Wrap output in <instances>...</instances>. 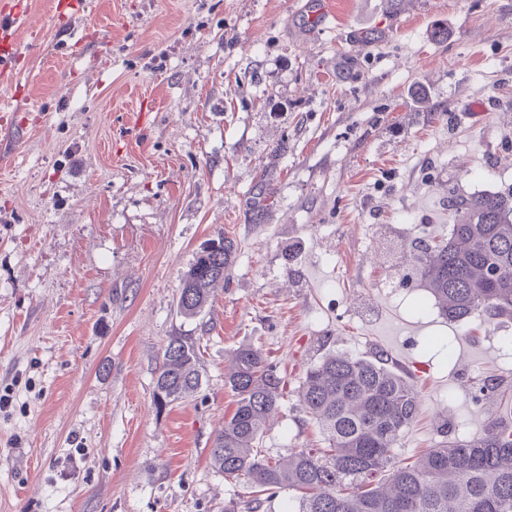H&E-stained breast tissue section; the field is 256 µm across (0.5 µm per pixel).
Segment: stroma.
I'll return each mask as SVG.
<instances>
[{"instance_id":"stroma-1","label":"stroma","mask_w":512,"mask_h":512,"mask_svg":"<svg viewBox=\"0 0 512 512\" xmlns=\"http://www.w3.org/2000/svg\"><path fill=\"white\" fill-rule=\"evenodd\" d=\"M11 2L38 49L0 79V512L246 497L209 463L242 344L288 379L272 456L324 447L297 390L328 352L408 375L404 462L512 408V320L448 322L410 261L448 235L449 191L512 195V0H329L324 26L312 0ZM222 234L230 280L184 319L181 276ZM173 336L203 386L160 410Z\"/></svg>"}]
</instances>
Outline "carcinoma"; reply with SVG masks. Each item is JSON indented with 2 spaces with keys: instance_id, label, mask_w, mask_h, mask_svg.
<instances>
[{
  "instance_id": "carcinoma-1",
  "label": "carcinoma",
  "mask_w": 512,
  "mask_h": 512,
  "mask_svg": "<svg viewBox=\"0 0 512 512\" xmlns=\"http://www.w3.org/2000/svg\"><path fill=\"white\" fill-rule=\"evenodd\" d=\"M449 203L457 221L448 241L412 243L420 283L450 322L476 313L512 319V196L452 195ZM236 251L221 234L196 253L181 278L177 306L184 318L205 311L228 280ZM224 384L235 410L216 434L210 465L253 494L244 505L224 503V512L253 510L279 496L288 499L285 512H512V419L496 418L479 438L445 441L412 462L399 461V441L416 421L421 397L384 352H329L307 368L299 406L328 446L296 448L285 458L259 448L286 392L277 366L261 349L241 345ZM201 386L195 343L171 337L155 381L157 409L195 396Z\"/></svg>"
}]
</instances>
